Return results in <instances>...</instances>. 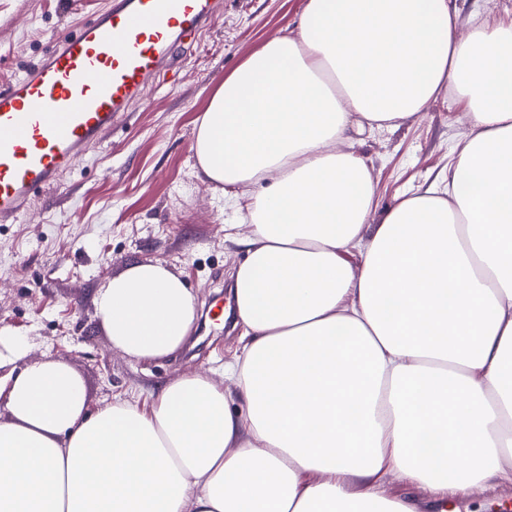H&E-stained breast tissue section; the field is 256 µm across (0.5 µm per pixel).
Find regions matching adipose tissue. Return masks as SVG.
<instances>
[{
  "label": "adipose tissue",
  "instance_id": "1",
  "mask_svg": "<svg viewBox=\"0 0 512 512\" xmlns=\"http://www.w3.org/2000/svg\"><path fill=\"white\" fill-rule=\"evenodd\" d=\"M459 18V0H305L225 77L193 149L251 218L234 389L186 375L150 409L91 415L70 365H25L0 387V512H417L387 476L442 501L512 482V22L462 38ZM444 92L470 124L446 193L371 223L369 169L339 143ZM95 307L137 361L177 353L196 320L161 262Z\"/></svg>",
  "mask_w": 512,
  "mask_h": 512
}]
</instances>
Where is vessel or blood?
I'll return each mask as SVG.
<instances>
[{"mask_svg": "<svg viewBox=\"0 0 512 512\" xmlns=\"http://www.w3.org/2000/svg\"><path fill=\"white\" fill-rule=\"evenodd\" d=\"M217 18L213 0H117L0 89V223L58 185L117 112Z\"/></svg>", "mask_w": 512, "mask_h": 512, "instance_id": "vessel-or-blood-1", "label": "vessel or blood"}]
</instances>
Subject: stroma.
Listing matches in <instances>:
<instances>
[{
	"instance_id": "35a3bbf8",
	"label": "stroma",
	"mask_w": 512,
	"mask_h": 512,
	"mask_svg": "<svg viewBox=\"0 0 512 512\" xmlns=\"http://www.w3.org/2000/svg\"><path fill=\"white\" fill-rule=\"evenodd\" d=\"M0 0V88L35 68L56 36L96 18L109 0ZM305 0H222L220 15L177 64L146 84L113 120L101 143L15 224H0V326L26 345L18 362L0 357V379L23 363L59 360L82 377L89 413L115 401L150 407L159 384L196 372L224 379L240 350L231 322L204 332L213 295L246 253L233 239L247 213L225 203L193 150L195 120L213 92L250 53L289 33ZM462 105L440 96L392 128L352 133L347 149L368 166L376 217L429 184L445 186L454 144L465 134ZM180 273L200 315L177 359L139 362L112 349L95 316V296L136 262ZM386 492L421 500L425 512H502L512 488L494 486L444 507L427 491L390 477Z\"/></svg>"
}]
</instances>
